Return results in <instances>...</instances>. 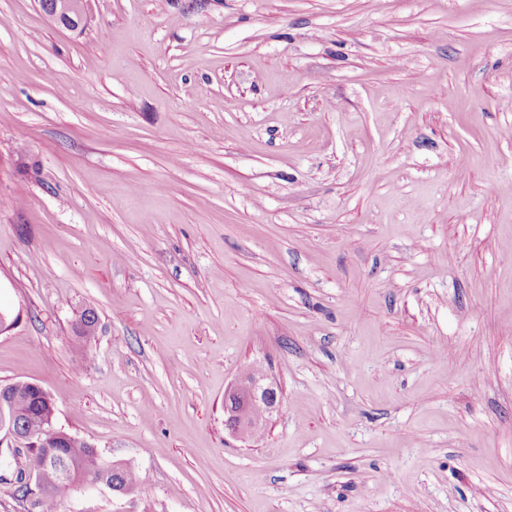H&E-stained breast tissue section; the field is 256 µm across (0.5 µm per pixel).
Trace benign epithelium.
<instances>
[{
    "label": "benign epithelium",
    "instance_id": "benign-epithelium-1",
    "mask_svg": "<svg viewBox=\"0 0 512 512\" xmlns=\"http://www.w3.org/2000/svg\"><path fill=\"white\" fill-rule=\"evenodd\" d=\"M38 3L44 13L69 31H77L85 23L88 0H38ZM279 403L277 388L267 378L255 377L248 370L224 392V426L237 437L240 423L251 421L256 427L262 426L265 418L276 411ZM17 404L18 396L9 387L0 388V431L4 433L0 438V446L4 445L12 452L37 448L44 443V439L25 432L16 414ZM19 484L29 489V500L32 503L79 485L65 468L60 469L59 481L54 487L42 483L37 469L23 471Z\"/></svg>",
    "mask_w": 512,
    "mask_h": 512
}]
</instances>
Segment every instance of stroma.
I'll return each mask as SVG.
<instances>
[{"label": "stroma", "mask_w": 512, "mask_h": 512, "mask_svg": "<svg viewBox=\"0 0 512 512\" xmlns=\"http://www.w3.org/2000/svg\"><path fill=\"white\" fill-rule=\"evenodd\" d=\"M0 309L59 512H512V0H0ZM88 0H38L44 13L69 31L81 29L85 23ZM280 396L276 387L266 377H254L251 369L239 376L224 392V426L235 437L239 436L240 423L252 420L261 427L265 419L278 408ZM260 406L262 417H253V409ZM27 382L28 381L13 382L12 390L14 393L19 394L21 399V403L18 405V412L21 413L27 431L39 435L47 427V421L44 415L46 404L43 402L42 405H39L38 398L29 402L25 400L26 394L29 392ZM9 387L10 385H7L0 389V431L1 433L4 432V436L0 438V446L3 447L6 442V447L12 452L28 451V448H32L29 453L31 462L33 467L38 469L23 470L18 483L29 489L30 502L37 503L44 496L60 495L65 490L75 486L87 489L105 487L118 496L138 494L135 489L128 488L137 487L139 493L144 494V487L139 474L130 462H124L118 471L112 474V480L128 487L114 488L112 483L100 479L104 472L105 465L100 453H98L99 449L95 446L89 448L87 441L73 434H69L70 436L66 438L52 437L47 442L49 448H46L45 445L39 447V444L44 443V439L43 437L25 432L23 424L16 414L19 401L18 396L15 395ZM48 456L63 458L72 467L76 479L84 481L98 480V482L80 484L73 479L69 470L65 468H59L58 481L57 470L53 467L44 466V461L45 465L51 463V459ZM41 468L43 469L44 482L47 485L43 484L41 481L39 472ZM57 481L58 483L55 487L49 486L54 485ZM57 508L58 497L50 496L38 503V509L35 512H57Z\"/></svg>", "instance_id": "obj_1"}]
</instances>
